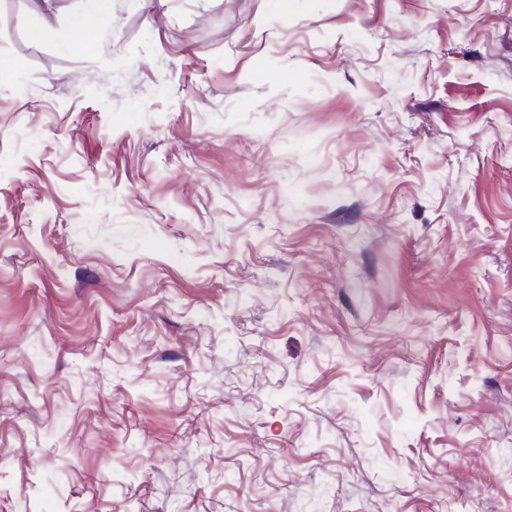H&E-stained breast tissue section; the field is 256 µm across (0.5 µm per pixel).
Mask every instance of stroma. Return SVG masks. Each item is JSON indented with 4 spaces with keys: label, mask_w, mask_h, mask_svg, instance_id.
Listing matches in <instances>:
<instances>
[{
    "label": "stroma",
    "mask_w": 512,
    "mask_h": 512,
    "mask_svg": "<svg viewBox=\"0 0 512 512\" xmlns=\"http://www.w3.org/2000/svg\"><path fill=\"white\" fill-rule=\"evenodd\" d=\"M0 0V512H512V0ZM91 12H77L68 20V30L72 36L80 37L89 31L100 18L112 14V0H92Z\"/></svg>",
    "instance_id": "35a3bbf8"
}]
</instances>
